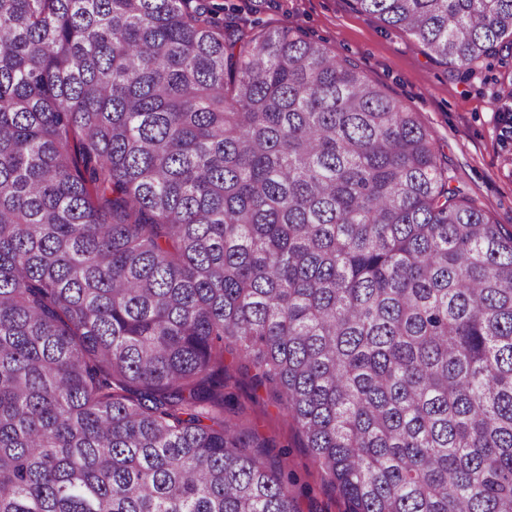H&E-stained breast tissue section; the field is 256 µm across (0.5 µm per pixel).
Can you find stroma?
Instances as JSON below:
<instances>
[{
    "instance_id": "obj_1",
    "label": "stroma",
    "mask_w": 512,
    "mask_h": 512,
    "mask_svg": "<svg viewBox=\"0 0 512 512\" xmlns=\"http://www.w3.org/2000/svg\"><path fill=\"white\" fill-rule=\"evenodd\" d=\"M225 24L274 25L306 33L356 64L367 78L417 113L448 171L491 223L512 231V63L487 59L475 70L435 61L400 29L353 8L350 0H210ZM236 346L224 352L234 422L265 441L270 460L293 471L301 512H345L270 385L258 384Z\"/></svg>"
}]
</instances>
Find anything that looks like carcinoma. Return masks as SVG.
I'll list each match as a JSON object with an SVG mask.
<instances>
[{
    "label": "carcinoma",
    "instance_id": "cac0c4a2",
    "mask_svg": "<svg viewBox=\"0 0 512 512\" xmlns=\"http://www.w3.org/2000/svg\"><path fill=\"white\" fill-rule=\"evenodd\" d=\"M472 69L512 0H353ZM417 113L201 0H0V512H300L224 420L273 385L347 512H512V233Z\"/></svg>",
    "mask_w": 512,
    "mask_h": 512
}]
</instances>
